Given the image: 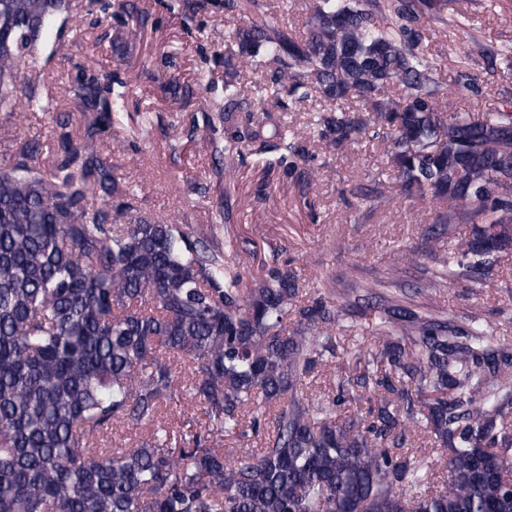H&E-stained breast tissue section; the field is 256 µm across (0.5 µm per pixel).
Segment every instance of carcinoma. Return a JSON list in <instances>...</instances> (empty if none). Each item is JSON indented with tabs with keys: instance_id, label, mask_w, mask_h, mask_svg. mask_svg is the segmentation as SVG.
Masks as SVG:
<instances>
[{
	"instance_id": "cac0c4a2",
	"label": "carcinoma",
	"mask_w": 512,
	"mask_h": 512,
	"mask_svg": "<svg viewBox=\"0 0 512 512\" xmlns=\"http://www.w3.org/2000/svg\"><path fill=\"white\" fill-rule=\"evenodd\" d=\"M435 0H313L304 36L258 0H229L249 28L240 53L261 56L270 80L329 102L357 93L389 133L384 155L401 192L446 203L450 225L433 285L490 269L512 248V115H442L435 62L414 22ZM72 0H0V111L19 105L22 63L53 36ZM397 82L401 93L387 94ZM74 99L106 114L125 96L93 82ZM247 102L224 82L227 123ZM326 147L367 128L332 110L316 117ZM91 126L65 155L40 162L26 142L0 167V512H512V360L492 324L451 319L395 301L377 317L360 379L373 413L336 422L331 405L298 394L335 357L338 311L299 304L293 275L262 266L251 286L224 251L165 220L128 218ZM268 145L264 121L238 139ZM453 224H473L457 241ZM295 319L291 332L284 320ZM387 361L390 371L374 367ZM178 399L206 419L207 435L172 447L158 428L134 448H101L113 422L136 427ZM419 426L445 456L434 486L428 461L379 447ZM256 450L229 455L226 436Z\"/></svg>"
}]
</instances>
